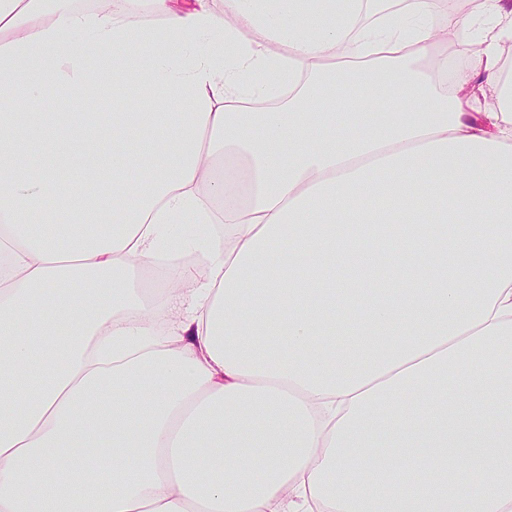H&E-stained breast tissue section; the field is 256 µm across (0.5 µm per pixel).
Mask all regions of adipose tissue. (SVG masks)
Wrapping results in <instances>:
<instances>
[{
	"label": "adipose tissue",
	"mask_w": 512,
	"mask_h": 512,
	"mask_svg": "<svg viewBox=\"0 0 512 512\" xmlns=\"http://www.w3.org/2000/svg\"><path fill=\"white\" fill-rule=\"evenodd\" d=\"M334 2L0 0V512H512V7ZM185 220L224 227L178 242L206 279L151 294ZM340 266L374 274L364 364L322 344L352 330Z\"/></svg>",
	"instance_id": "1"
}]
</instances>
